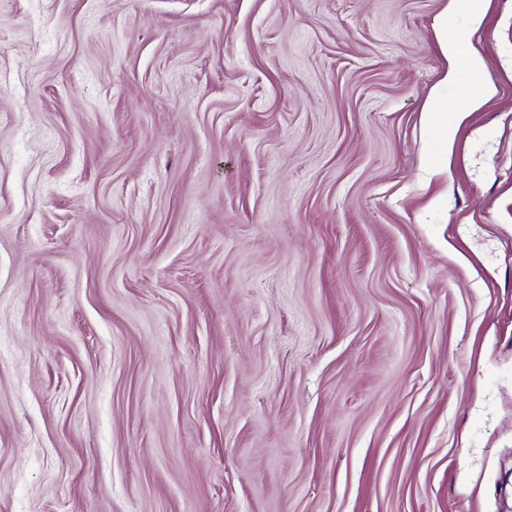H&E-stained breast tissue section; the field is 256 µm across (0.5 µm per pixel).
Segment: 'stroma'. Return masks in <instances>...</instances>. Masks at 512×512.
Here are the masks:
<instances>
[{
  "label": "stroma",
  "mask_w": 512,
  "mask_h": 512,
  "mask_svg": "<svg viewBox=\"0 0 512 512\" xmlns=\"http://www.w3.org/2000/svg\"><path fill=\"white\" fill-rule=\"evenodd\" d=\"M0 0V512H512V0ZM488 0H448V5L441 12L435 23V36L440 44V49L448 61V69L445 71L441 85L455 80L457 75V60L460 55V46L452 38L448 37V30L456 15L466 14L474 25H480L484 16ZM467 65L469 74L473 82L478 86V92L469 96L465 100V105L460 112H448L446 103L442 100L441 94L437 93L428 101L427 107L422 112V119L425 124L440 128L445 136L452 137L456 122L459 117L468 112L479 108L483 102L493 96L495 89L483 82V61L478 55H471L468 58Z\"/></svg>",
  "instance_id": "obj_1"
}]
</instances>
